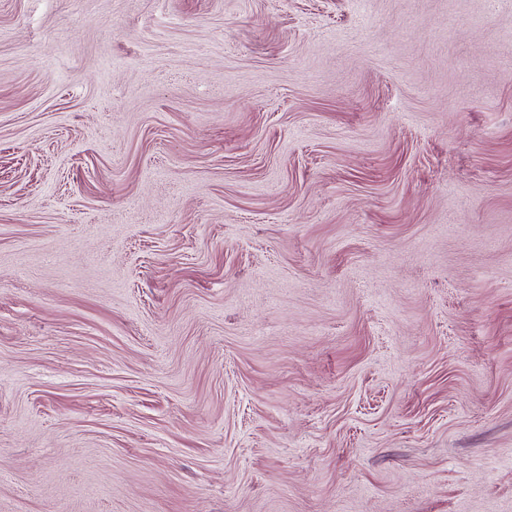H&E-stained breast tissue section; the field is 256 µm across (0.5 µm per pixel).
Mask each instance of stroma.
I'll use <instances>...</instances> for the list:
<instances>
[{
    "mask_svg": "<svg viewBox=\"0 0 512 512\" xmlns=\"http://www.w3.org/2000/svg\"><path fill=\"white\" fill-rule=\"evenodd\" d=\"M0 512H512V4L0 0Z\"/></svg>",
    "mask_w": 512,
    "mask_h": 512,
    "instance_id": "1",
    "label": "stroma"
}]
</instances>
